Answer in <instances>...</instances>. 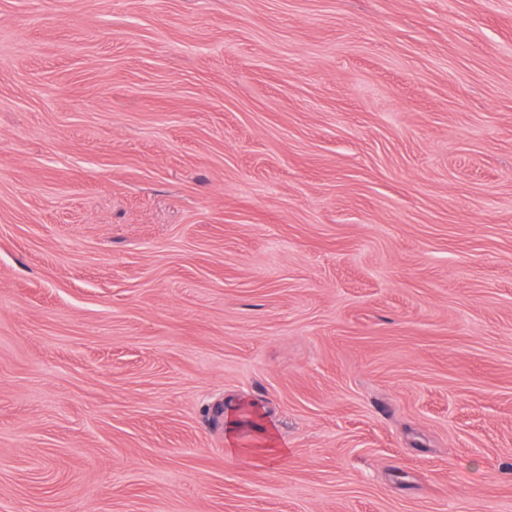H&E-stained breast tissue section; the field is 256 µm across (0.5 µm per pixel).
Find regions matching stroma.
I'll return each instance as SVG.
<instances>
[{
  "label": "stroma",
  "mask_w": 512,
  "mask_h": 512,
  "mask_svg": "<svg viewBox=\"0 0 512 512\" xmlns=\"http://www.w3.org/2000/svg\"><path fill=\"white\" fill-rule=\"evenodd\" d=\"M0 512H512V0H0Z\"/></svg>",
  "instance_id": "obj_1"
}]
</instances>
